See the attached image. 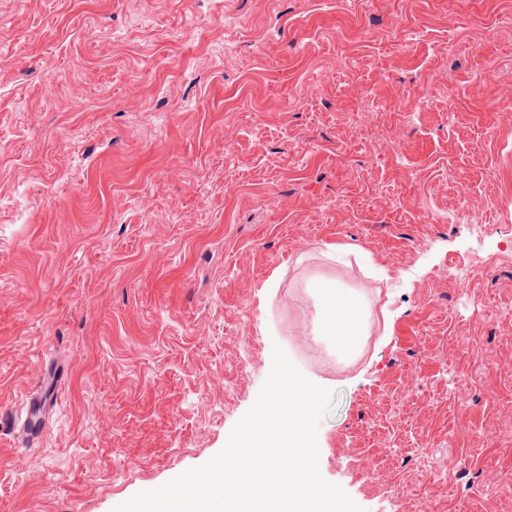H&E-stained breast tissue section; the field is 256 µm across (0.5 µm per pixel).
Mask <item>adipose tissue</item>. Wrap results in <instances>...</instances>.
<instances>
[{"label":"adipose tissue","instance_id":"ef3b65f1","mask_svg":"<svg viewBox=\"0 0 512 512\" xmlns=\"http://www.w3.org/2000/svg\"><path fill=\"white\" fill-rule=\"evenodd\" d=\"M319 301L320 329L339 350H356L365 334L367 303L361 292L318 278L312 283Z\"/></svg>","mask_w":512,"mask_h":512}]
</instances>
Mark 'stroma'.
Returning a JSON list of instances; mask_svg holds the SVG:
<instances>
[{"mask_svg":"<svg viewBox=\"0 0 512 512\" xmlns=\"http://www.w3.org/2000/svg\"><path fill=\"white\" fill-rule=\"evenodd\" d=\"M277 346L365 512H512V0H0V406L66 376L0 512L203 465ZM319 301L320 329L336 341V348L352 352L361 344L367 324V303L361 292L330 280L312 282Z\"/></svg>","mask_w":512,"mask_h":512,"instance_id":"1","label":"stroma"}]
</instances>
